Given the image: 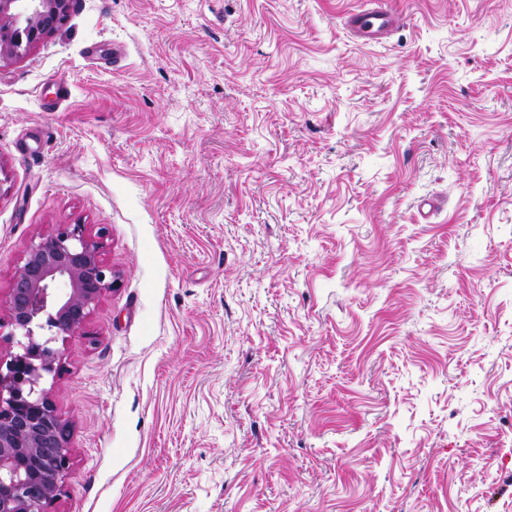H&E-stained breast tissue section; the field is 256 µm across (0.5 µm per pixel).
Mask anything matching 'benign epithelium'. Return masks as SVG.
Listing matches in <instances>:
<instances>
[{
  "instance_id": "benign-epithelium-1",
  "label": "benign epithelium",
  "mask_w": 512,
  "mask_h": 512,
  "mask_svg": "<svg viewBox=\"0 0 512 512\" xmlns=\"http://www.w3.org/2000/svg\"><path fill=\"white\" fill-rule=\"evenodd\" d=\"M72 0H0V58L18 55L68 19ZM84 224H61L29 247L7 303L10 336L20 352L0 359V512H44L62 491L70 467L68 425L42 380L60 369L53 339L36 330L83 336L102 296L119 287L120 274L103 259Z\"/></svg>"
}]
</instances>
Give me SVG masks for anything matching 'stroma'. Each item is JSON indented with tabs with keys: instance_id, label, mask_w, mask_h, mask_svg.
<instances>
[{
	"instance_id": "obj_1",
	"label": "stroma",
	"mask_w": 512,
	"mask_h": 512,
	"mask_svg": "<svg viewBox=\"0 0 512 512\" xmlns=\"http://www.w3.org/2000/svg\"><path fill=\"white\" fill-rule=\"evenodd\" d=\"M388 3L74 0L0 60V321L57 225L122 274L45 512H512V0ZM400 18L382 0H371L367 6L349 12L343 26L357 41L367 44L385 42L399 27Z\"/></svg>"
}]
</instances>
